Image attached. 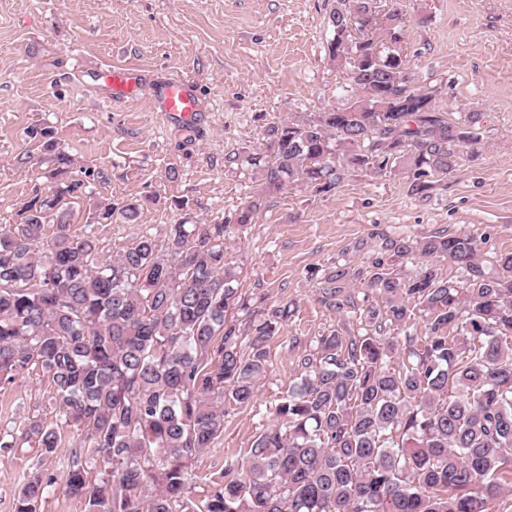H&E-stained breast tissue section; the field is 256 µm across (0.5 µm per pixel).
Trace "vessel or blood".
I'll return each instance as SVG.
<instances>
[{"label":"vessel or blood","mask_w":512,"mask_h":512,"mask_svg":"<svg viewBox=\"0 0 512 512\" xmlns=\"http://www.w3.org/2000/svg\"><path fill=\"white\" fill-rule=\"evenodd\" d=\"M98 76L105 89V101L148 95L160 111L179 118L191 117L200 110L193 87L185 80L168 78L155 81L130 67L112 65L100 68Z\"/></svg>","instance_id":"vessel-or-blood-1"}]
</instances>
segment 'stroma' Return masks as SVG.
<instances>
[{
  "instance_id": "stroma-1",
  "label": "stroma",
  "mask_w": 512,
  "mask_h": 512,
  "mask_svg": "<svg viewBox=\"0 0 512 512\" xmlns=\"http://www.w3.org/2000/svg\"><path fill=\"white\" fill-rule=\"evenodd\" d=\"M331 3L0 0V224L51 184V162L26 135L40 125L56 129L75 166L103 170L97 195L148 201L139 223L100 226L105 256L144 234L164 238L173 224L222 220L251 196L271 202L227 245L256 315L283 297L295 314L268 343L256 401L227 406L223 432L195 460L196 498L270 424L271 404L299 377L298 358L316 337L364 333L365 302L341 317L321 303L326 274L367 265L384 239L441 230L471 234L490 257L512 252V0H402L404 51L420 82L442 80L445 105L485 115L479 156L461 160L429 196L410 195L398 170L352 172L327 195L302 186L271 193L241 164L273 123L337 104L347 74L326 54ZM102 62L189 80L202 110L188 121L145 97L104 105ZM31 420H56L34 373L0 388V429L20 432ZM38 466L27 443L0 448V512H14Z\"/></svg>"
}]
</instances>
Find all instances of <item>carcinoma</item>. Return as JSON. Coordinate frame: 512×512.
Returning <instances> with one entry per match:
<instances>
[{
    "label": "carcinoma",
    "instance_id": "obj_1",
    "mask_svg": "<svg viewBox=\"0 0 512 512\" xmlns=\"http://www.w3.org/2000/svg\"><path fill=\"white\" fill-rule=\"evenodd\" d=\"M389 21L391 46L374 47ZM329 26L343 98L313 120L270 126L264 152L245 162L270 188L317 193L352 171L400 165L410 192L428 196L478 152L483 113L451 118L443 84L415 77L398 48L401 0H336ZM27 136L53 164L54 186L0 224V384L46 378L56 421H30L22 437L41 460L63 458L65 490L87 512H488L509 492L512 252L490 260L470 234L436 232L388 238L368 267L336 268L321 303L344 313L365 287L382 302L365 309L369 332L316 338L274 422L197 500L193 463L224 430V406L255 401L268 342L294 313L284 297L253 317L224 248L228 228L252 223L268 200L222 222L172 224L161 242L143 234L107 258L99 226L139 223L141 203L96 196L104 173L92 166L72 176L52 127ZM79 194L90 207L76 230L64 199ZM419 318L421 336L410 331ZM92 462L111 478L91 483ZM55 482L44 470L26 476L15 512H37Z\"/></svg>",
    "mask_w": 512,
    "mask_h": 512
}]
</instances>
